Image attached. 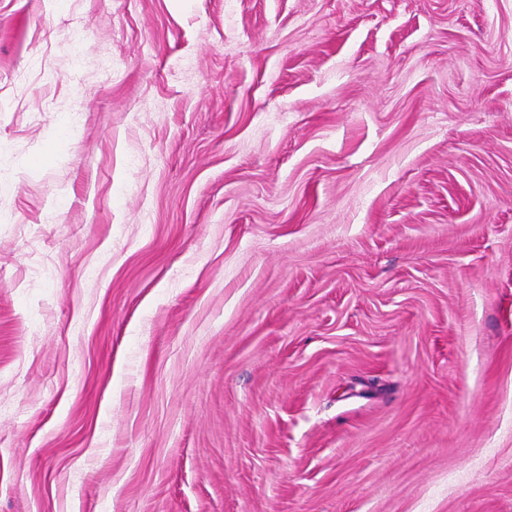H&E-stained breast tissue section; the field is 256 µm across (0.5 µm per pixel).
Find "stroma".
Listing matches in <instances>:
<instances>
[{"mask_svg":"<svg viewBox=\"0 0 512 512\" xmlns=\"http://www.w3.org/2000/svg\"><path fill=\"white\" fill-rule=\"evenodd\" d=\"M0 512H512V0H0Z\"/></svg>","mask_w":512,"mask_h":512,"instance_id":"obj_1","label":"stroma"}]
</instances>
